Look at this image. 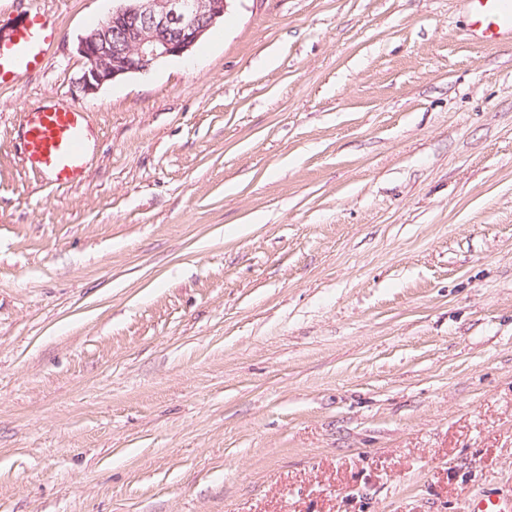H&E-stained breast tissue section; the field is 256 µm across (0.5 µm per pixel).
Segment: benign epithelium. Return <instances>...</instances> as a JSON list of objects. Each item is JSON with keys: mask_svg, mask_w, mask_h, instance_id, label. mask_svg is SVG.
<instances>
[{"mask_svg": "<svg viewBox=\"0 0 512 512\" xmlns=\"http://www.w3.org/2000/svg\"><path fill=\"white\" fill-rule=\"evenodd\" d=\"M96 28L81 36L84 62L79 88L85 95L159 61L182 57L221 19L228 0H116Z\"/></svg>", "mask_w": 512, "mask_h": 512, "instance_id": "1", "label": "benign epithelium"}]
</instances>
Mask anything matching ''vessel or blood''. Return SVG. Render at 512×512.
<instances>
[{
	"mask_svg": "<svg viewBox=\"0 0 512 512\" xmlns=\"http://www.w3.org/2000/svg\"><path fill=\"white\" fill-rule=\"evenodd\" d=\"M470 36L479 44L512 41V0H464ZM53 25L40 10H31L8 38H0V85L27 75L45 59ZM23 163L48 175L56 186L79 181L87 164L90 137L84 114L65 105L26 112L21 127ZM468 512H512V492L498 498L472 500Z\"/></svg>",
	"mask_w": 512,
	"mask_h": 512,
	"instance_id": "obj_1",
	"label": "vessel or blood"
}]
</instances>
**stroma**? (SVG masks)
I'll use <instances>...</instances> for the list:
<instances>
[{"mask_svg": "<svg viewBox=\"0 0 512 512\" xmlns=\"http://www.w3.org/2000/svg\"><path fill=\"white\" fill-rule=\"evenodd\" d=\"M0 87V512H466L512 486V42L462 0H230L80 92ZM94 142L59 188L22 114ZM264 223H253L254 214ZM21 134L27 168L48 175L57 187L82 178L90 131L81 109L65 105L24 112Z\"/></svg>", "mask_w": 512, "mask_h": 512, "instance_id": "35a3bbf8", "label": "stroma"}]
</instances>
